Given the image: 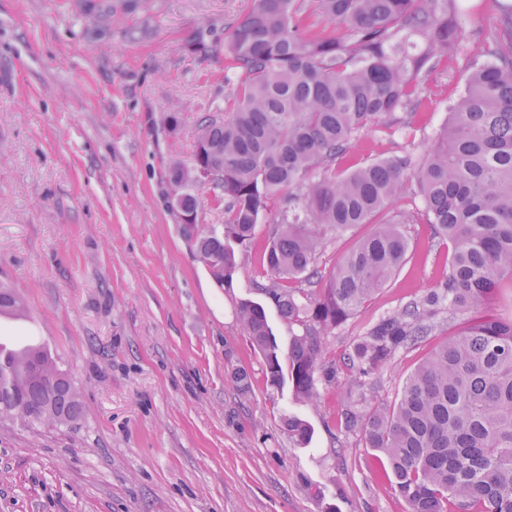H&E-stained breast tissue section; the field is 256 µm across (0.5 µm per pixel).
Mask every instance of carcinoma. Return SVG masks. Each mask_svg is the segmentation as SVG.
Wrapping results in <instances>:
<instances>
[{
  "label": "carcinoma",
  "instance_id": "carcinoma-1",
  "mask_svg": "<svg viewBox=\"0 0 512 512\" xmlns=\"http://www.w3.org/2000/svg\"><path fill=\"white\" fill-rule=\"evenodd\" d=\"M310 2L256 0L231 27L225 117H201L195 142L197 164L215 172L208 186L224 232L196 234L186 224L182 233L224 269L214 276L223 286L238 269L230 242L251 241L263 218L271 224L262 248L270 284L259 289L302 332L289 336L283 355L262 305L245 302L239 316L270 384L288 380L297 398L316 402L322 378L333 374L320 336L374 299L406 258L404 220L386 216L408 181L454 256L438 287L360 337L344 358L353 382L364 386L397 353L425 342L440 311H478L512 288V11L484 31L486 60L471 63L428 154L359 163L351 153L359 132L391 128L399 109L430 111L424 82L461 49L473 16L460 0ZM321 18L336 32L325 31ZM414 38L425 48L409 57L403 45ZM360 224L377 228L324 277L318 260L327 233ZM15 296L0 284L1 315H22ZM50 362L36 346L0 353V416L31 427L80 417L79 403L62 401L42 414L19 406L38 401V366ZM340 425L385 454L408 512H512V317L484 318L447 337L409 374L396 405L348 409ZM285 426L297 442L308 441L302 420L289 417Z\"/></svg>",
  "mask_w": 512,
  "mask_h": 512
}]
</instances>
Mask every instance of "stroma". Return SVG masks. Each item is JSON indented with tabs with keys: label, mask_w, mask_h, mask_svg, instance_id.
I'll return each instance as SVG.
<instances>
[{
	"label": "stroma",
	"mask_w": 512,
	"mask_h": 512,
	"mask_svg": "<svg viewBox=\"0 0 512 512\" xmlns=\"http://www.w3.org/2000/svg\"><path fill=\"white\" fill-rule=\"evenodd\" d=\"M97 6L0 0V283L25 305L15 326L0 318V336L37 329L83 405L69 426L0 422V512H407L386 457L339 419L344 354L448 272L421 198L397 205L412 215L403 267L322 339L335 379L320 402L296 401L270 385L239 317L257 302L279 344L291 334L260 290L269 224L236 246L241 265L222 287L166 196L170 163L191 164L200 117L224 106L225 33L254 0H127L106 29ZM476 51L429 79L433 106L411 137L362 131L356 158L423 155ZM468 321L442 322L398 353L363 388L365 407L393 405L407 375ZM291 416L310 426L307 444L288 434Z\"/></svg>",
	"instance_id": "35a3bbf8"
}]
</instances>
